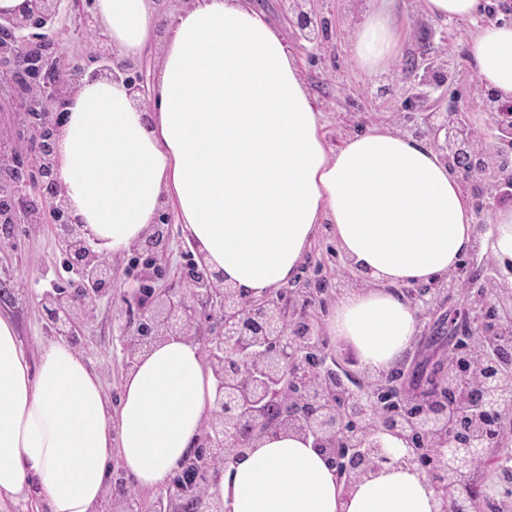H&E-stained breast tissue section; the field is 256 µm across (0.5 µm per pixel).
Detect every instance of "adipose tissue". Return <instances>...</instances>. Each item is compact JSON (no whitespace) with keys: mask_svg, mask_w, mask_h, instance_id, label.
Here are the masks:
<instances>
[{"mask_svg":"<svg viewBox=\"0 0 512 512\" xmlns=\"http://www.w3.org/2000/svg\"><path fill=\"white\" fill-rule=\"evenodd\" d=\"M120 57L163 36L151 117L124 82L72 96L56 165L67 202L100 250L140 240L165 206L209 268L259 298L292 279L319 227L367 284L338 296L327 335L360 369L389 371L419 331L397 289L445 277L479 241L459 177L431 146L375 125L331 148L282 34L250 0H192L162 19L153 0H96ZM396 50L388 20L360 25L354 55L371 72ZM481 87L512 99V24L468 41ZM216 380L198 343L163 339L138 356L108 412L98 378L64 339L31 368L0 317V503L35 492L49 512H102L113 456L144 488L168 485L213 410ZM393 460L353 486L302 435L262 438L210 494L227 512H440L427 478Z\"/></svg>","mask_w":512,"mask_h":512,"instance_id":"1","label":"adipose tissue"}]
</instances>
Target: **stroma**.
I'll return each mask as SVG.
<instances>
[{
    "mask_svg": "<svg viewBox=\"0 0 512 512\" xmlns=\"http://www.w3.org/2000/svg\"><path fill=\"white\" fill-rule=\"evenodd\" d=\"M259 8L276 26L296 58L310 97L324 116L323 132L331 147L375 124L398 127L402 114L423 115L452 108L488 139L492 114L485 107L466 40L483 18L431 16L424 0H314L313 10L324 25L317 42L298 39L286 0H261ZM385 10L398 36L396 55L382 71L366 74L353 54L356 26L364 16ZM415 94H407L409 85ZM67 257L59 249L52 224H16L0 246V316L8 318L31 367H38L44 347L56 336L45 320L39 301L54 290H68L78 273L62 269ZM112 289L97 302L91 317L79 318L76 351L100 381L111 409H119L126 373L125 348L141 317V310L125 297L147 281L152 271L135 249L109 254ZM345 263L327 231H318L298 269L302 279L321 282L318 304L306 311L288 308L287 318L307 317L324 326L336 301V284Z\"/></svg>",
    "mask_w": 512,
    "mask_h": 512,
    "instance_id": "obj_1",
    "label": "stroma"
}]
</instances>
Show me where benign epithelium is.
<instances>
[{
    "instance_id": "1",
    "label": "benign epithelium",
    "mask_w": 512,
    "mask_h": 512,
    "mask_svg": "<svg viewBox=\"0 0 512 512\" xmlns=\"http://www.w3.org/2000/svg\"><path fill=\"white\" fill-rule=\"evenodd\" d=\"M309 0H289V11L305 40L318 38L316 15L306 9ZM90 0H25L21 11L0 14V76L16 73L24 78L41 67L48 74L37 76L20 92L27 104L39 108L29 130L28 153L38 176H21L17 156L0 155V203L10 206L13 224H54L56 236L70 263L80 271V280L69 292L42 296L40 305L54 332L74 339L76 320L88 315L96 300L112 287V269L96 241L68 206L57 177L56 140L61 125L60 108L85 83L99 79H123L139 109L150 100L146 63L118 57L101 49L103 36L91 46L100 62L87 72L79 59L59 56L56 45L66 18L74 30L98 27L89 16ZM497 103L492 130L496 142L512 134V100ZM414 137L443 139L444 158L461 180L478 178L497 191L512 189V172L488 163L485 150L474 142L470 123L460 112H430L425 121L406 127ZM167 223L153 224L137 248L157 258L168 244ZM467 286L465 317L460 322L472 337L468 361L473 368L468 388L455 391L456 367L433 372L416 395L421 410L416 414L391 416L372 403L382 379L348 385L336 379L335 370L311 375L304 362L311 349L307 333L322 331L309 321L287 327L285 308L297 300L310 303L308 285L294 279L277 293L248 299L224 284V277L204 261L194 262L163 293L151 299L134 338L127 346V366L150 350L160 338L195 337L197 322H209L207 363L217 381L215 410L207 418L194 447L208 448L213 460L225 463L256 447L269 433L296 432L313 439V447L327 456L331 466H341L346 486H351L393 457L374 436L390 434L406 443L399 462L424 474L433 489L452 485L457 498H441L442 512H471L467 501L488 503L496 490L467 484L461 478L474 460L490 448L503 447L501 435L512 434V370L505 372L492 357L501 337L512 334V289L479 271L458 265L448 278L416 284L406 290L423 315L452 302L457 288ZM210 467L199 473L193 494L183 499L180 512H224V503L209 494Z\"/></svg>"
}]
</instances>
